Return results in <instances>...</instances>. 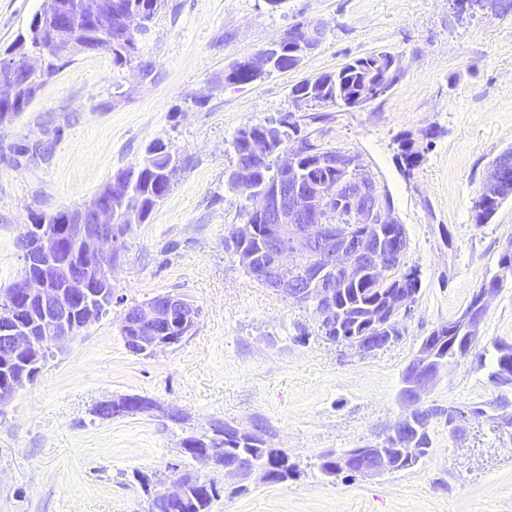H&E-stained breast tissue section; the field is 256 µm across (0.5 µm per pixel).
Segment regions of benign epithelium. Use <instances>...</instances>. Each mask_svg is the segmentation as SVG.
<instances>
[{"label":"benign epithelium","instance_id":"obj_1","mask_svg":"<svg viewBox=\"0 0 512 512\" xmlns=\"http://www.w3.org/2000/svg\"><path fill=\"white\" fill-rule=\"evenodd\" d=\"M497 0H451L460 14H474L492 9ZM72 6L57 0H44L42 13L50 23L40 28V37L46 49L56 48L62 34L71 27ZM325 35V29L315 25H301L295 31L298 43L314 48ZM44 64V57L15 53L0 61V126L11 123V112L19 103L16 78L28 70ZM249 158L257 161L269 152V137H248ZM298 149L278 153V174L273 186L263 188L254 197L252 212L272 225V234L252 257L249 275L275 294L295 301L312 310L317 321L331 332L326 340L348 344L360 354L377 351L381 345L393 343L399 337L375 336L371 330L392 326L403 331L404 320L412 314L413 296L401 293L373 311L365 332L351 336L345 327L338 297L342 287L358 283L367 276L380 277L382 271L397 267L407 248L404 225L393 217L392 210L378 201L379 189L361 170L360 157L339 153L333 162L339 178L327 192L314 199H303V178L296 163ZM512 167V153L501 154L485 176L482 197L486 202L498 198L504 184V174ZM339 204L336 219L322 216L327 206ZM375 224H391L393 231L384 235L373 230ZM31 235L21 244L23 266L21 278L7 289L6 312L0 316L12 320L20 311L19 304L35 301L42 311V330L48 343L58 348L72 340L76 327L70 321L73 302L87 301L85 272L94 270L97 278L112 285V267L123 249V234L112 224V206L103 195L88 204L53 219H43L28 226ZM69 244L83 252L88 264L79 272L70 262L61 259L62 245ZM494 293L490 288L479 289L464 312L454 320L455 336H430L423 339L416 354L403 374L402 398L412 406L392 429L386 444L352 448L339 466H330L327 473L335 475L352 466L363 477H374L402 470L391 453V444L399 442L409 431L419 435L427 430L425 416L415 408L422 391L438 378L447 366L446 356L440 354L443 346L451 348L454 357L466 356L465 344L479 339L487 299ZM200 309L181 295H168L158 301L132 309L124 321L123 338L142 353L164 344L174 343L187 335L197 323ZM34 342L28 331L0 328V357L9 360ZM140 413L154 410L131 401L105 402L98 410L99 417L110 419L130 409ZM245 431L224 425V441H216L204 454L194 458L198 469L224 471V481L240 482L256 474L263 483L275 479V473L256 465L249 457H239L231 465L221 466L224 443L242 445ZM188 494L186 474L171 480L157 496L170 503H182Z\"/></svg>","mask_w":512,"mask_h":512}]
</instances>
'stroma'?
Listing matches in <instances>:
<instances>
[{"label": "stroma", "instance_id": "1", "mask_svg": "<svg viewBox=\"0 0 512 512\" xmlns=\"http://www.w3.org/2000/svg\"><path fill=\"white\" fill-rule=\"evenodd\" d=\"M43 0H0V54ZM299 22L325 26L298 68L249 84L226 76ZM138 59L73 55L9 126L0 127V289L23 263L32 213L87 204L156 141L189 158L148 223L129 225L112 270L110 311L0 406V512H148L135 473L169 484L193 467L181 440L211 424L262 425L293 467L288 481L224 485L213 512H512V390L489 380L492 341L512 344V283L489 300L480 337L423 396L437 409L428 455L373 478L319 467L327 451L382 442L407 412L402 375L421 341L459 317L512 248V199L472 220L486 172L512 147V11L458 15L448 0H168L137 33ZM388 51L404 75L356 108L294 100L304 79ZM153 72L143 77L140 61ZM296 122L311 141L359 155L404 225L421 289L398 341L364 356L326 341L311 310L264 288L224 244L249 201L227 187L232 140L248 122ZM407 138L422 158L397 162ZM179 294L200 318L181 343L129 352L128 307ZM138 396L150 413L102 419L103 401ZM457 410L449 422V410ZM179 421L168 420V413Z\"/></svg>", "mask_w": 512, "mask_h": 512}]
</instances>
